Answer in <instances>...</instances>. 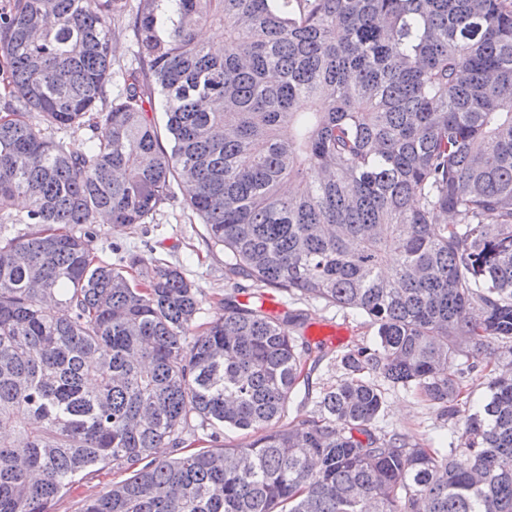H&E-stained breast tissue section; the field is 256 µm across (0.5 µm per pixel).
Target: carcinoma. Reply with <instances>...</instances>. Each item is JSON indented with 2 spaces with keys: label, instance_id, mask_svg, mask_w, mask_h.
I'll return each mask as SVG.
<instances>
[{
  "label": "carcinoma",
  "instance_id": "1",
  "mask_svg": "<svg viewBox=\"0 0 512 512\" xmlns=\"http://www.w3.org/2000/svg\"><path fill=\"white\" fill-rule=\"evenodd\" d=\"M161 2L0 10V512H51L98 466L126 478L80 512H512V373L476 403L465 384L492 346L512 369V0ZM127 15L141 67L113 96ZM178 182L231 257L204 327L179 266L91 249ZM242 281L374 328L312 415L280 424L299 316L240 303ZM388 388L459 423L448 447L379 432ZM220 428L262 434L158 455Z\"/></svg>",
  "mask_w": 512,
  "mask_h": 512
}]
</instances>
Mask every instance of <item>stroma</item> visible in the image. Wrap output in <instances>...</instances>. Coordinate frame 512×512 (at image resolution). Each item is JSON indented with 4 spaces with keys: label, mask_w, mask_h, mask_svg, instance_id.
<instances>
[{
    "label": "stroma",
    "mask_w": 512,
    "mask_h": 512,
    "mask_svg": "<svg viewBox=\"0 0 512 512\" xmlns=\"http://www.w3.org/2000/svg\"><path fill=\"white\" fill-rule=\"evenodd\" d=\"M137 66L135 34L130 22L125 20L113 42V91L122 89L123 73ZM96 230L92 248L101 259L115 263L131 254L145 256L152 252L182 266L186 278L199 288L202 296L198 322L215 317L216 302L223 297L227 286L224 268L230 255L222 249L210 248L205 226L187 207L183 189H175L173 197L144 224L135 227L100 224ZM238 299L245 304L259 305L266 314L279 318L297 310L306 313L303 331L308 336L319 329H344L345 334L339 342L323 347L326 357L310 380V390L315 395L342 378L339 355L355 346L372 344L374 339V330L365 316L319 300L298 299L273 288L259 289L251 285L240 291ZM379 425L385 431L405 434L415 442L431 438L445 441L449 429L447 416L440 413L437 406L417 400L401 389L388 391ZM120 479V473L112 468L99 469L80 480L74 492L59 497L52 512H80L84 498L107 491Z\"/></svg>",
    "instance_id": "obj_1"
}]
</instances>
